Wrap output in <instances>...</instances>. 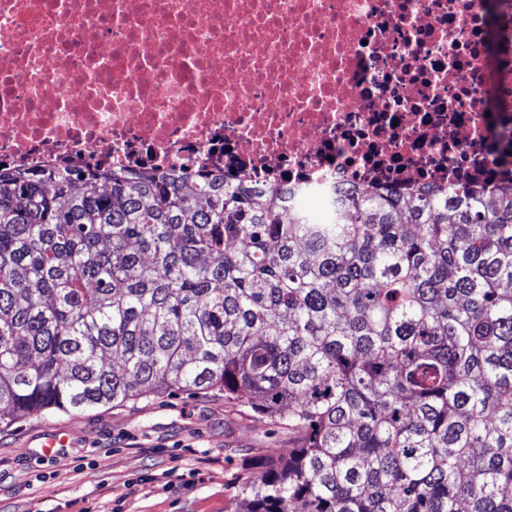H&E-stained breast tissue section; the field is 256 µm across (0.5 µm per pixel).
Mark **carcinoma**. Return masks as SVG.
I'll list each match as a JSON object with an SVG mask.
<instances>
[{"label": "carcinoma", "mask_w": 512, "mask_h": 512, "mask_svg": "<svg viewBox=\"0 0 512 512\" xmlns=\"http://www.w3.org/2000/svg\"><path fill=\"white\" fill-rule=\"evenodd\" d=\"M282 195L0 171L9 421L222 392L291 443L245 512H512V177Z\"/></svg>", "instance_id": "cac0c4a2"}]
</instances>
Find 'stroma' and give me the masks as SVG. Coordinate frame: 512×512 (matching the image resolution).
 I'll list each match as a JSON object with an SVG mask.
<instances>
[{
  "instance_id": "obj_1",
  "label": "stroma",
  "mask_w": 512,
  "mask_h": 512,
  "mask_svg": "<svg viewBox=\"0 0 512 512\" xmlns=\"http://www.w3.org/2000/svg\"><path fill=\"white\" fill-rule=\"evenodd\" d=\"M68 432L55 458L42 444ZM287 434L223 395L170 392L0 424V512H243Z\"/></svg>"
}]
</instances>
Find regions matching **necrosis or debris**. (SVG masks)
Listing matches in <instances>:
<instances>
[{"label": "necrosis or debris", "instance_id": "obj_1", "mask_svg": "<svg viewBox=\"0 0 512 512\" xmlns=\"http://www.w3.org/2000/svg\"><path fill=\"white\" fill-rule=\"evenodd\" d=\"M499 109L485 115V97ZM512 0H0V164L288 188L495 179Z\"/></svg>", "mask_w": 512, "mask_h": 512}]
</instances>
